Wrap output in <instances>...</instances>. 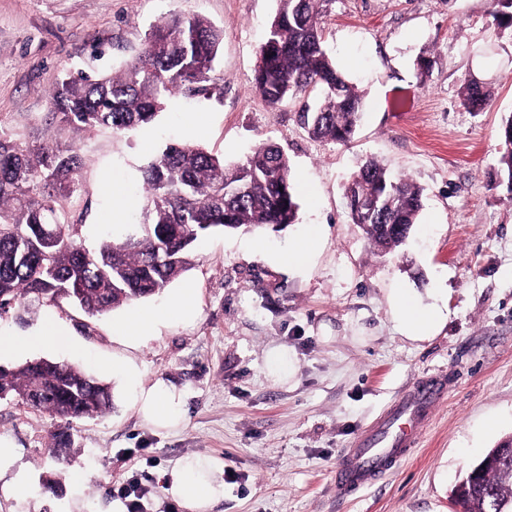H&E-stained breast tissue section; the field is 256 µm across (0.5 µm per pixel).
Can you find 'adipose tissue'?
<instances>
[{
	"instance_id": "1",
	"label": "adipose tissue",
	"mask_w": 512,
	"mask_h": 512,
	"mask_svg": "<svg viewBox=\"0 0 512 512\" xmlns=\"http://www.w3.org/2000/svg\"><path fill=\"white\" fill-rule=\"evenodd\" d=\"M394 313L402 332L413 339L430 336L442 319L437 308L424 309L404 291L396 289ZM197 314L196 291L181 289L170 305L163 311L150 315L132 312L128 317L115 322L113 332L130 348H137L160 326L172 321L188 323ZM68 329L55 317H47L42 325L26 336H0V356L21 352L32 346L54 347L66 341ZM112 368L121 372L132 387L131 399L142 419L159 429L177 427L183 417V395L164 381L143 385L139 370L132 359L117 358ZM221 460L195 457L184 460L164 477V491L176 500L185 512H212L224 497V482ZM0 491L27 499L32 495V486L27 472L18 464L16 446L13 441L0 437Z\"/></svg>"
}]
</instances>
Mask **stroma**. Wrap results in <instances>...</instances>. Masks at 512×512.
Segmentation results:
<instances>
[{
    "instance_id": "stroma-1",
    "label": "stroma",
    "mask_w": 512,
    "mask_h": 512,
    "mask_svg": "<svg viewBox=\"0 0 512 512\" xmlns=\"http://www.w3.org/2000/svg\"><path fill=\"white\" fill-rule=\"evenodd\" d=\"M278 0H0V129L21 142L73 145L83 164L79 189L61 202L76 240L97 248L108 230L111 189L141 220L142 170L171 142L197 145L225 162L244 161L261 142L288 155L300 200L296 224L260 236L266 255L247 251L243 232L197 241L190 270L198 314L150 337L136 354L144 384L161 380L183 394L173 431L144 423L112 373L125 348L112 338L124 308L89 316L67 300L0 319L22 335L54 314L73 348L0 358L16 367L47 357L78 365L111 385V411L77 421L66 465L52 453L53 422L0 400V436L14 441L34 494L0 492V512H126L120 482L136 478L144 512H183L159 475L180 461L215 457L236 480L224 483L213 512H457L451 490L489 448L512 435V184L498 144L512 116V38L501 35L488 0H330L325 45L365 94L350 143L311 138L297 101L270 107L255 92L257 51ZM201 17L223 40L211 76L218 95L170 96L149 124L124 134L108 128L58 130L48 92L66 71L115 74L158 20ZM471 72L491 82L485 111L459 100ZM206 123L195 132L193 113ZM413 179L423 207L410 242L382 255L351 223L344 196L368 159ZM321 225L324 243L299 269L275 257ZM413 289L445 318L414 341L397 326L394 289ZM285 349L293 375L269 377L266 356ZM443 374L448 393L423 428L419 446L392 474L344 499L334 477L346 448L384 408L426 376ZM79 468L86 484L72 486Z\"/></svg>"
}]
</instances>
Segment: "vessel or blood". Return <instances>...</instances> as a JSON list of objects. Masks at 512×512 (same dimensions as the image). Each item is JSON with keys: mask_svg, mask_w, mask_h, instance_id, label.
Wrapping results in <instances>:
<instances>
[{"mask_svg": "<svg viewBox=\"0 0 512 512\" xmlns=\"http://www.w3.org/2000/svg\"><path fill=\"white\" fill-rule=\"evenodd\" d=\"M444 378L430 377L387 409L378 422L342 456L335 475L336 491L347 496L371 485L404 462L435 406L444 399Z\"/></svg>", "mask_w": 512, "mask_h": 512, "instance_id": "obj_1", "label": "vessel or blood"}]
</instances>
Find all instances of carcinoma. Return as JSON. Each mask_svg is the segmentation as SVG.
<instances>
[{
    "label": "carcinoma",
    "instance_id": "obj_1",
    "mask_svg": "<svg viewBox=\"0 0 512 512\" xmlns=\"http://www.w3.org/2000/svg\"><path fill=\"white\" fill-rule=\"evenodd\" d=\"M329 0H279L258 51L254 87L268 105L314 95L297 120L308 134L349 143L364 110V94L336 66L323 40ZM498 27L512 31V0H490ZM221 33L200 17H172L154 26L137 56L117 75L93 79L69 73L51 93V120L74 132L107 127L127 133L150 123L164 100L181 92L209 96ZM492 97L482 76L464 79L459 98L481 112ZM82 157L72 146H33L0 130V316L27 312L26 300L67 298L91 316L162 294L192 265L194 243L214 231H253L296 223L297 191L288 156L280 147L256 144L245 161L226 164L201 148L169 144L143 170L142 222L103 240L94 250L77 243L74 225L60 219L59 202L79 188ZM499 163L512 185V116L502 125ZM357 194L387 201L368 216L348 203L352 223L377 239L397 224L390 248L410 237L422 209V189L394 176L377 160L351 177ZM245 187L240 195L224 188ZM48 414L57 422L54 451L70 445V425L112 408L111 387L74 365L48 359L0 367V398ZM483 475L465 474L455 486L463 512H512V439L506 437L479 460Z\"/></svg>",
    "mask_w": 512,
    "mask_h": 512
}]
</instances>
